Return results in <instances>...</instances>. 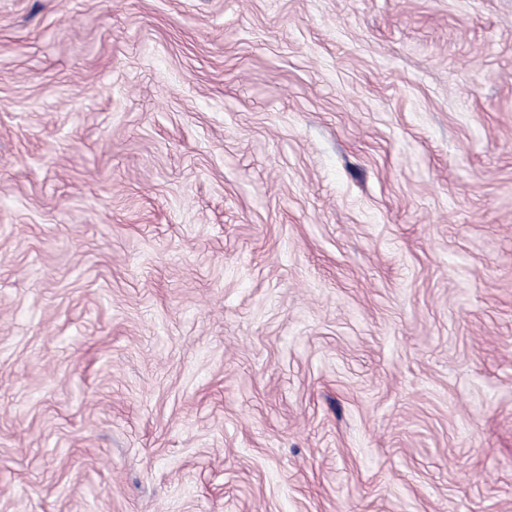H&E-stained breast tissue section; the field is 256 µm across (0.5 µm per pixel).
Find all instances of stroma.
<instances>
[{
  "label": "stroma",
  "instance_id": "1",
  "mask_svg": "<svg viewBox=\"0 0 512 512\" xmlns=\"http://www.w3.org/2000/svg\"><path fill=\"white\" fill-rule=\"evenodd\" d=\"M0 512H512V0H0Z\"/></svg>",
  "mask_w": 512,
  "mask_h": 512
}]
</instances>
